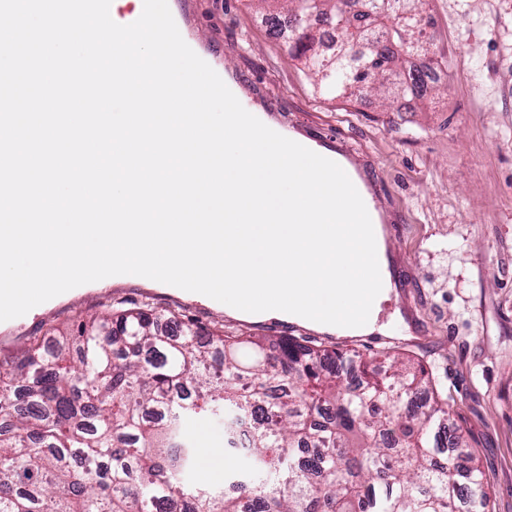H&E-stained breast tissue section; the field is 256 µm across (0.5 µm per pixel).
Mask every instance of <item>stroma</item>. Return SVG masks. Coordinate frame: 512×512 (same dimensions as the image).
Returning <instances> with one entry per match:
<instances>
[{
	"instance_id": "obj_1",
	"label": "stroma",
	"mask_w": 512,
	"mask_h": 512,
	"mask_svg": "<svg viewBox=\"0 0 512 512\" xmlns=\"http://www.w3.org/2000/svg\"><path fill=\"white\" fill-rule=\"evenodd\" d=\"M184 41L240 92L241 103L318 147L364 162L378 205L402 231L387 241L407 271L390 318L412 309L403 351L448 400L474 448L493 512H512V0H426L433 52L448 81L413 111L373 95L335 99L314 90L257 0H170ZM169 310L204 331L280 339L276 320L244 321L181 290L80 288L0 327V360L72 333L96 314Z\"/></svg>"
}]
</instances>
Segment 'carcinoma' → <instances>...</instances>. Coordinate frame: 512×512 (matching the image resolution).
Masks as SVG:
<instances>
[{"label":"carcinoma","instance_id":"cac0c4a2","mask_svg":"<svg viewBox=\"0 0 512 512\" xmlns=\"http://www.w3.org/2000/svg\"><path fill=\"white\" fill-rule=\"evenodd\" d=\"M283 37L323 90L406 98L419 75L411 50L421 32L390 14L424 12V0H282ZM323 21L341 36L336 56L299 37ZM385 39L357 55L353 29ZM281 340L272 359L251 336H204L161 328L156 313L127 311L78 325L56 346L33 343L0 362V512H490L476 455L452 467L445 449L464 448L437 388L398 353L387 369L355 352L336 355ZM353 365L350 387L337 363ZM189 412L224 414L227 429L252 417L241 492L190 480L197 448L182 431Z\"/></svg>","mask_w":512,"mask_h":512}]
</instances>
